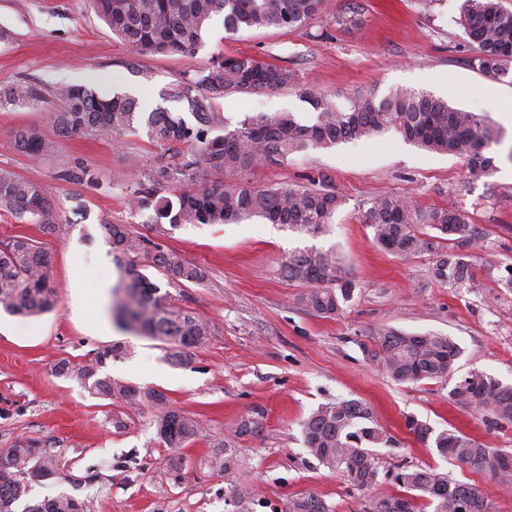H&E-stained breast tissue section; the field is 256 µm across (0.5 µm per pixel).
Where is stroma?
Instances as JSON below:
<instances>
[{
  "mask_svg": "<svg viewBox=\"0 0 512 512\" xmlns=\"http://www.w3.org/2000/svg\"><path fill=\"white\" fill-rule=\"evenodd\" d=\"M360 20L337 25L351 6ZM461 0H323L315 21L295 31L225 32L215 18L194 55L132 51L88 8L86 0H0V88H39L36 106L0 109V168L48 187L60 230L18 223L0 210V246L19 236L35 240L54 267L57 310L20 317L0 312V448L34 439L60 452L56 475L32 483L38 501L67 493L90 502L92 512H288V501L313 492L332 512H362L395 494L388 480L358 490L309 454L302 421L318 406L359 399L394 440L378 449L381 471L414 465L471 483L493 506L512 512V490L477 469L442 458L405 426L413 415L435 430H458L486 447L512 452V423L495 424L452 402L455 381L471 370L512 385V290L502 266L512 264V75L491 79L476 67V53L458 23ZM224 54L261 57L292 70L298 86L264 95L218 100L223 119L244 113H293L311 122L315 112L300 88L344 98L372 88L424 90L463 110L486 114L503 131L496 171L471 183L463 161L428 152L399 134L342 143L292 155L282 166L257 168L259 185H308L328 177L346 202L330 232L311 236L254 218L239 224L158 227L153 211L130 203L133 168L150 171L171 162L173 148L145 132L116 135L90 130L60 135L51 119L61 85H82L99 96L127 94L143 108L185 114L175 93L195 71ZM37 127L52 149L23 151L10 135ZM89 167L90 185L74 174ZM411 197L417 207L463 209L484 234L472 259L474 286L454 292L431 276L435 252L400 258L371 241L363 214L371 199ZM129 225L133 234L201 267L204 280L174 288L178 306L206 322L211 336L189 361L177 363L169 345L120 328L112 318L119 278L104 227ZM335 249L357 284L352 300L331 317L304 309L305 285L278 272L296 249ZM494 257L496 267L484 260ZM390 326L408 333L448 336L460 356L450 381L414 386L389 379L369 357L371 332ZM124 346L99 376L161 392L170 408L194 418L203 433L182 448L179 471L169 469L170 448L159 438L155 407L120 397L91 395L76 379L58 375L68 361L89 364L96 349ZM253 421L258 434H239ZM232 438L235 465L217 472L214 445ZM236 484L248 496L236 501Z\"/></svg>",
  "mask_w": 512,
  "mask_h": 512,
  "instance_id": "1",
  "label": "stroma"
}]
</instances>
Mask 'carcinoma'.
Wrapping results in <instances>:
<instances>
[{
  "label": "carcinoma",
  "mask_w": 512,
  "mask_h": 512,
  "mask_svg": "<svg viewBox=\"0 0 512 512\" xmlns=\"http://www.w3.org/2000/svg\"><path fill=\"white\" fill-rule=\"evenodd\" d=\"M322 0H90L97 16L134 51L191 56L217 15H223L224 30H298L317 18ZM460 23L476 44L479 70L502 79L512 69V10L502 0H461ZM296 84L294 72L254 56H219L198 71L178 91L195 123H188L163 107L149 112L126 96L109 99L91 90L63 85L56 91L61 108L52 113L56 130L74 135L92 129H110L116 134L136 133L145 128L149 138L170 146H184L187 153L176 161L148 173L134 191V206L153 210L168 224H234L258 217L267 224L321 235L329 231L345 198L320 176L308 186L265 187L250 180L258 166L281 165L288 157L307 149H330L349 140L369 138L394 131L420 148L453 155L465 162L468 180L490 176L496 169L489 150L499 143L498 134L485 115L456 108L432 93L403 87L355 92L338 104L330 95L305 91L316 111L315 121L303 123L291 112L273 115L246 113L234 126L223 124L216 112L219 99L235 94H267ZM42 102L38 89L16 84L0 89V109ZM222 129L223 133L213 134ZM17 145L37 155L52 143L35 129L12 131ZM0 209L21 222L60 229L46 187L14 172L0 169ZM365 224L372 242L400 257L428 252L433 239L446 242L448 251L435 260L432 278L450 288H469L473 282L471 250L481 235L466 213L455 208L423 210L403 196L386 195L368 202ZM434 234H429V231ZM122 277L116 292L123 293L116 317L125 329L165 341L173 358L182 363L190 351L204 346L210 327L190 310L175 304L169 292L136 267L140 255L160 272L171 286L197 284L203 270L173 251L150 250V242L133 235L125 224L105 226ZM291 282L310 286L300 297L303 305L319 315H334L351 301L355 281L331 250L303 249L288 253L279 266ZM51 260L37 243L19 237L0 249V308L22 316L48 312L58 305L53 287ZM367 352L395 382L418 384L442 382L454 371L459 349L448 336L409 334L392 327L372 331ZM120 351L106 346L94 353L91 363L74 369L63 361L58 372L74 376L97 397L119 395L144 398L153 405L164 402L155 392H141L112 379L96 377L97 368ZM460 407L512 422V385L473 370L449 391ZM157 433L173 449L170 466L182 463L179 450L195 440L199 423L172 409L156 414ZM309 454L335 470L358 488L379 482L376 449L388 447L392 438L376 422L371 408L359 399H337L319 406L301 424ZM406 427L419 442L445 458L489 470L506 489L512 488V453L494 451L457 430L435 431L414 416ZM213 467L230 470L231 441L217 443ZM8 467L0 470V512H15L25 499L30 483L56 473V455L37 440L0 448ZM385 476L401 488L397 495L374 501L366 512H492V504L472 485L423 467L398 466ZM22 512H91L85 500L61 493L42 501L28 502ZM288 512H332L318 495L307 492L291 498Z\"/></svg>",
  "instance_id": "carcinoma-1"
}]
</instances>
